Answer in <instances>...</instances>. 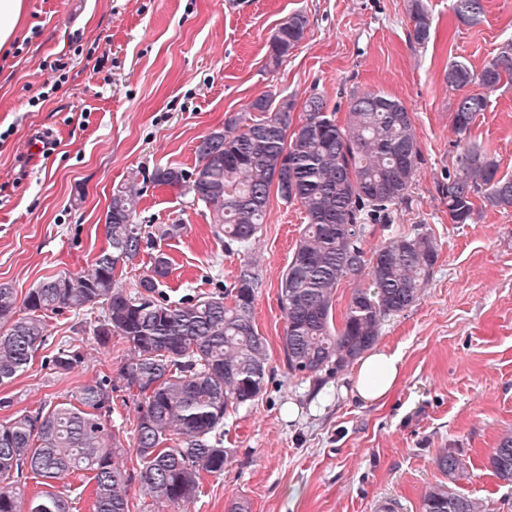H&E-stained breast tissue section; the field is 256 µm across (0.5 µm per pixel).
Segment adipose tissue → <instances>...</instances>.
I'll use <instances>...</instances> for the list:
<instances>
[{
  "instance_id": "ef3b65f1",
  "label": "adipose tissue",
  "mask_w": 512,
  "mask_h": 512,
  "mask_svg": "<svg viewBox=\"0 0 512 512\" xmlns=\"http://www.w3.org/2000/svg\"><path fill=\"white\" fill-rule=\"evenodd\" d=\"M403 372L400 358L376 350L362 357L353 378V394L360 401L372 404L386 401L397 388Z\"/></svg>"
}]
</instances>
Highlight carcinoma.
Listing matches in <instances>:
<instances>
[{
  "instance_id": "cac0c4a2",
  "label": "carcinoma",
  "mask_w": 512,
  "mask_h": 512,
  "mask_svg": "<svg viewBox=\"0 0 512 512\" xmlns=\"http://www.w3.org/2000/svg\"><path fill=\"white\" fill-rule=\"evenodd\" d=\"M462 24L475 25L483 0H453ZM411 40L430 39L424 0H412ZM307 18L295 13L279 26L270 44L269 64L279 65L304 39ZM444 80L459 90L478 84L492 92L512 84V40L476 73L459 60ZM293 100L260 97L205 135L192 170L158 168L152 182L176 187L212 213L216 236L241 257L231 287L173 304L160 290L170 259L160 242L180 236L184 226L165 224L158 232L134 222L141 193L137 175L113 191L105 215L108 246L88 273L51 276L23 298L0 285V384L24 371L48 338L47 312L78 316L97 309L93 329L102 344L117 336L128 345L120 370L128 397L139 400L133 450L142 462L143 494L178 506L196 499L205 474L224 472L226 451L216 440L224 416L256 400L267 376V344L254 324L260 283L252 255L266 218L271 188L298 203L308 217L281 279L280 305L286 320L282 349L288 372L316 377L341 371L372 349L385 320L423 297L438 259L433 237L419 228L393 227L408 204L422 161L414 124L404 104L381 91L350 95L347 121L320 96L309 97L294 122ZM485 93L460 97L451 112L461 150L441 193L452 224H469L474 199L492 208L512 209V176L500 174L497 158L469 139L487 109ZM382 232L372 251L367 236ZM152 252L151 269L131 294L117 287V263L127 265ZM354 285L339 323L333 307L340 285ZM80 346L65 343L52 357L56 372L81 365ZM103 378L78 388L74 400L45 403L0 422V512H71L66 497L47 490L69 475L90 488L92 512H130L126 475L117 461L120 431L109 426L112 393ZM439 469L456 481L465 464L453 452L437 457ZM494 474L512 483V430L489 456ZM46 489L25 497L28 482ZM422 512H488V505L442 485L429 487Z\"/></svg>"
}]
</instances>
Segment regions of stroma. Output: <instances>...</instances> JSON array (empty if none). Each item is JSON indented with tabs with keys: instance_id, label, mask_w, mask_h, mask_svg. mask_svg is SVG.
I'll return each instance as SVG.
<instances>
[{
	"instance_id": "1",
	"label": "stroma",
	"mask_w": 512,
	"mask_h": 512,
	"mask_svg": "<svg viewBox=\"0 0 512 512\" xmlns=\"http://www.w3.org/2000/svg\"><path fill=\"white\" fill-rule=\"evenodd\" d=\"M476 25L458 22L451 0H428V44L409 41L411 0H27L21 54L0 50V283L25 295L44 279L90 268L106 246L104 216L115 188L137 173L143 194L136 221L184 225L163 241L170 299L231 285L239 255L225 251L203 204L155 185L156 168L193 169L204 135L267 94L303 106L322 97L345 123L354 91H384L407 108L422 163L399 223L423 225L439 246L423 298L389 317L378 348L400 356L401 382L382 406L351 394L354 367L319 379L289 374L278 292L307 222L298 203L270 194L255 257L260 283L254 323L267 341L269 380L252 404L229 411L220 438L224 472L205 476L203 493L171 507L145 497L134 450L119 461L131 473L130 512H421L426 487L453 484L512 512V483L487 458L512 429V209L476 203L469 224L448 221L438 189L455 155L450 121L462 93L443 79L452 60L481 71L512 38V0H484ZM304 14V39L279 68L269 41L288 16ZM67 83L37 107L29 99L50 76L48 61L73 43ZM50 136L49 157L32 156ZM512 175V86L489 93L471 133ZM50 338L29 366L0 385V421L47 402L72 399L81 385L118 378L128 357L118 338L100 344L93 325L69 312L49 315ZM76 340L84 362L55 372L61 342ZM463 459L449 482L435 458Z\"/></svg>"
}]
</instances>
